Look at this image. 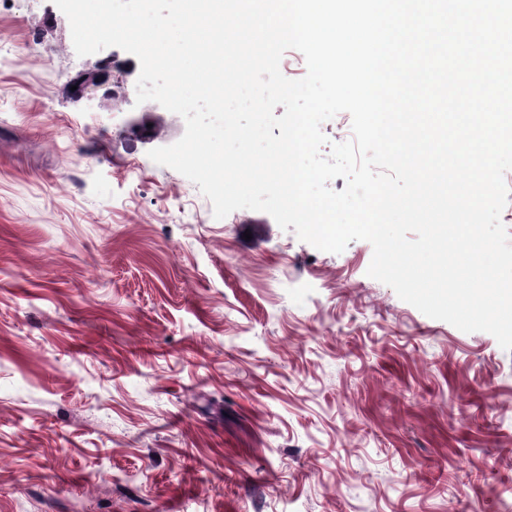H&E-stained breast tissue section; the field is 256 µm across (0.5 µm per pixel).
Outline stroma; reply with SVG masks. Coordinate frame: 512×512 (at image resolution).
<instances>
[{
    "instance_id": "obj_1",
    "label": "stroma",
    "mask_w": 512,
    "mask_h": 512,
    "mask_svg": "<svg viewBox=\"0 0 512 512\" xmlns=\"http://www.w3.org/2000/svg\"><path fill=\"white\" fill-rule=\"evenodd\" d=\"M53 0H0V512H512V351L154 163L184 119L74 101ZM251 239H244V232Z\"/></svg>"
}]
</instances>
